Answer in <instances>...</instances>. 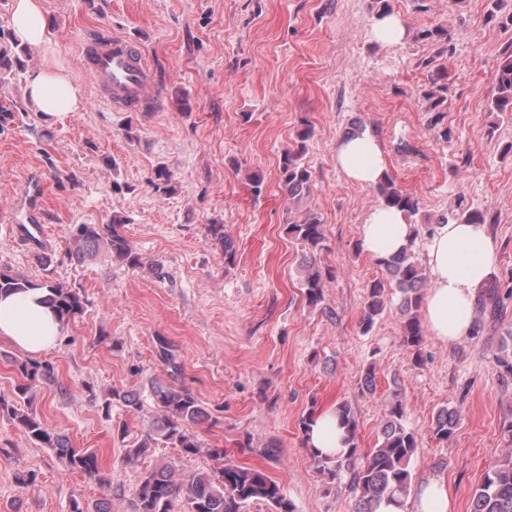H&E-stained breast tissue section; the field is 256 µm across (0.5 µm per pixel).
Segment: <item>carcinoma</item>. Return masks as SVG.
Listing matches in <instances>:
<instances>
[{
	"mask_svg": "<svg viewBox=\"0 0 512 512\" xmlns=\"http://www.w3.org/2000/svg\"><path fill=\"white\" fill-rule=\"evenodd\" d=\"M490 111L512 113V50L505 52L496 71ZM311 134L309 126H304L297 134L295 145L283 152L280 162L283 189L288 199L297 205L310 193L311 173L304 163V153ZM374 189L381 204L400 208L410 218L417 214V198L396 187L390 178H384ZM121 224L123 220L114 216L110 224L78 225L72 236L71 255L79 258L89 248L104 243L116 259L128 266L138 265V254L119 231ZM206 230L208 236L224 250L225 263H233L235 250L232 240L224 232V225L208 224ZM288 233L309 250L302 266L299 288L307 303L317 306L324 300L326 280L333 278L330 269L320 266L316 259V255L325 248L322 220L315 211L305 209L288 223ZM380 266L385 270V277L372 281L367 288L360 332L368 334L378 318L387 312H395L401 324L402 344L419 365L425 342L419 318L426 282L423 268L415 260L411 247L380 263ZM34 289L49 292L45 303L64 324L83 311L85 301L75 288L48 278L33 280L22 274L0 271V294L26 293ZM499 304L498 294L493 288L478 298L480 311L493 316L497 314ZM156 353L171 374L180 373L177 356L167 340L158 339ZM495 360L506 373L512 374V330L506 331L502 338ZM17 371L20 380L14 387L13 397L0 396V414L17 421L35 443L55 450L68 470L80 472L100 483L107 482L109 477L102 473L95 451L73 447L67 437L53 432L38 417L35 399L40 386L54 380L53 365L47 361L27 360L17 364ZM152 396L159 417L128 451V458L139 457L154 447L161 437L180 449L181 457L190 458L204 452L212 464L181 472L176 464L165 462L146 471L136 490L134 512H178L180 506L187 507L188 512H245V508L255 501L267 503L272 512H294V505L280 484L263 470L227 465L224 463L225 449L204 448L193 426L207 419L208 412L192 391L182 385H157L152 387ZM336 413L346 429L344 450L336 455H323L311 450L316 468L331 479L339 478L345 471L352 474L350 489L356 496L355 512H378L384 502L403 505L413 482L417 439L415 432L406 424L402 401L395 396L387 402L379 446L360 459L357 458L358 424L354 414L346 404L338 405ZM458 420V411L440 410L431 425L434 436L439 440L448 439ZM470 512H512V452L485 471L480 485L472 494Z\"/></svg>",
	"mask_w": 512,
	"mask_h": 512,
	"instance_id": "carcinoma-1",
	"label": "carcinoma"
}]
</instances>
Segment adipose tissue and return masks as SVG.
I'll return each mask as SVG.
<instances>
[{
  "mask_svg": "<svg viewBox=\"0 0 512 512\" xmlns=\"http://www.w3.org/2000/svg\"><path fill=\"white\" fill-rule=\"evenodd\" d=\"M11 29L14 40L38 48L41 66L28 72L26 93L46 119L56 121L84 106L81 87L65 68L58 42L45 15L42 0H13ZM336 166L349 183L366 187L385 175L386 163L377 138L363 130L341 139ZM416 227L406 212L372 207L359 228L364 252L385 261L408 248ZM495 250L487 225L452 221L431 225L425 243V265L432 286L422 309L425 323L436 339L454 344L466 338L474 320V291L488 277ZM41 289L0 296V336L23 351L38 355L51 349L62 327L44 301ZM343 430L334 409L318 413L311 425L309 447L326 454L343 448ZM444 481L421 485L411 507L381 506L379 512H451Z\"/></svg>",
  "mask_w": 512,
  "mask_h": 512,
  "instance_id": "obj_1",
  "label": "adipose tissue"
}]
</instances>
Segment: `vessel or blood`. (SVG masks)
<instances>
[{
	"label": "vessel or blood",
	"instance_id": "b4317fda",
	"mask_svg": "<svg viewBox=\"0 0 512 512\" xmlns=\"http://www.w3.org/2000/svg\"><path fill=\"white\" fill-rule=\"evenodd\" d=\"M80 56L100 99L112 111L146 112L153 106L155 70L137 41L99 32L84 39Z\"/></svg>",
	"mask_w": 512,
	"mask_h": 512
}]
</instances>
